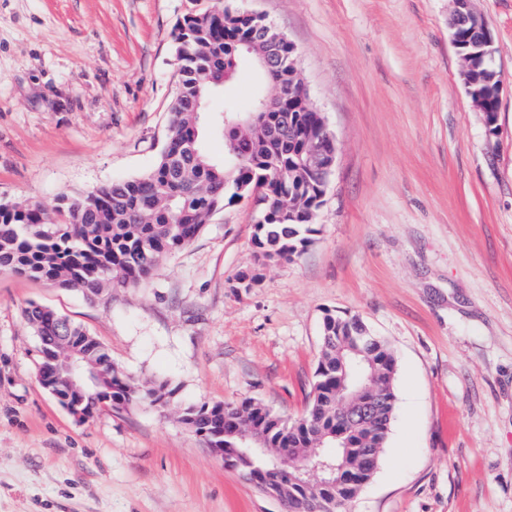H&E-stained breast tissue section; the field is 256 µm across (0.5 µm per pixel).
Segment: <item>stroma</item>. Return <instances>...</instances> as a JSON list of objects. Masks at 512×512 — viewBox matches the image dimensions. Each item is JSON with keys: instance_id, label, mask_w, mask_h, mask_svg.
I'll return each instance as SVG.
<instances>
[{"instance_id": "1", "label": "stroma", "mask_w": 512, "mask_h": 512, "mask_svg": "<svg viewBox=\"0 0 512 512\" xmlns=\"http://www.w3.org/2000/svg\"><path fill=\"white\" fill-rule=\"evenodd\" d=\"M294 45L337 155L312 243L245 289L255 209L215 212L152 277L96 300L0 274V512H283L184 428L186 404L252 398L300 417L326 312L392 348L396 408L350 512H512V0L492 31L498 140L452 43V0H224ZM188 0H0V204L149 172L178 87ZM240 66L210 101L251 107ZM35 303L83 326L167 410L80 420L38 380Z\"/></svg>"}]
</instances>
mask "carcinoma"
<instances>
[{"mask_svg": "<svg viewBox=\"0 0 512 512\" xmlns=\"http://www.w3.org/2000/svg\"><path fill=\"white\" fill-rule=\"evenodd\" d=\"M278 31L249 22L242 13L220 5L191 7L177 25L178 98L171 105L168 138L176 150H162L155 167L133 179L115 181L94 192L64 196L54 212L29 202L0 206V272L43 280L60 288L95 298L106 288L135 287L147 281L160 260L195 240L218 210L253 196L259 205L253 244L257 266L241 273L240 287L259 281L260 267L299 256L312 242L313 218L323 204L327 182L303 164L305 141L316 133L322 114L307 112L297 100L288 110L273 114L276 133L270 138L249 128L244 134L222 128L227 160L216 162L202 146L203 116L191 112L194 100L205 99L217 83L229 81L241 65L240 43H255L254 53L274 58L272 76L283 85L297 80L288 68V44ZM474 88L485 98L486 114L495 120L498 102L475 74ZM24 317L45 341L40 364L63 369L61 355L77 350L88 363L109 376V391L85 400L91 414L100 402L112 398V409L147 403L161 409L171 405L174 390L164 382L145 387L112 364L107 349L79 324L67 322L56 330L59 312L37 304ZM396 359L390 347L368 333L357 318L328 314L323 321L321 347L312 397L298 419H285L259 401L242 409L203 404L181 409L180 420L210 446L224 449L237 469L247 473L269 461L241 447L239 434L251 432L269 448H299L322 456L332 444L330 434L342 425L346 403L342 382L357 381L379 399L377 419L349 438L347 461L357 460V449L385 447L396 406ZM370 481L357 477L347 489L325 490L292 482L279 495L288 499V512H349L358 492Z\"/></svg>", "mask_w": 512, "mask_h": 512, "instance_id": "1", "label": "carcinoma"}]
</instances>
